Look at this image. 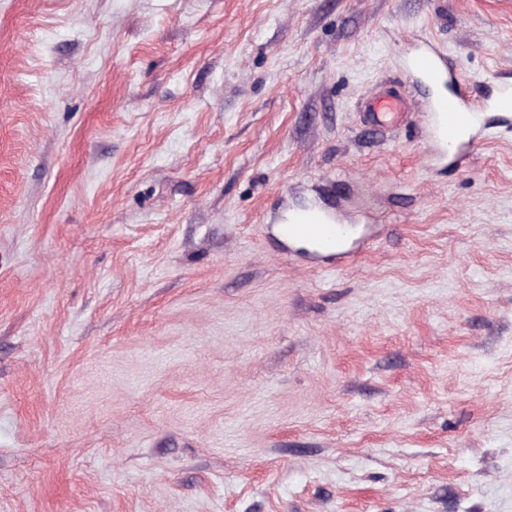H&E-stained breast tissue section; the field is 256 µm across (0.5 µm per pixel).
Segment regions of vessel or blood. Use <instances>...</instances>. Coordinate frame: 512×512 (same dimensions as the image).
<instances>
[{
    "label": "vessel or blood",
    "instance_id": "1",
    "mask_svg": "<svg viewBox=\"0 0 512 512\" xmlns=\"http://www.w3.org/2000/svg\"><path fill=\"white\" fill-rule=\"evenodd\" d=\"M408 67L425 85L437 90L435 96L429 97L425 114L436 154L469 153L483 133L484 117L512 122V83L499 81L488 94L473 96L449 67L446 55L431 46L418 48L410 56ZM407 110L405 93L395 88L380 91L363 105L368 123L378 131L400 124ZM279 232L288 241L309 242L321 251H338L346 247L358 230L340 216L303 211L280 225Z\"/></svg>",
    "mask_w": 512,
    "mask_h": 512
}]
</instances>
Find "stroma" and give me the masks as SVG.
<instances>
[{"label":"stroma","mask_w":512,"mask_h":512,"mask_svg":"<svg viewBox=\"0 0 512 512\" xmlns=\"http://www.w3.org/2000/svg\"><path fill=\"white\" fill-rule=\"evenodd\" d=\"M426 43L482 94L512 0H0V512H512V126L438 157ZM408 111V99L402 90L387 88L368 98L363 105L365 117L374 130L383 131L388 126L402 122ZM322 210V209H321ZM323 216L303 211L292 216L288 224H280L281 236L290 241L312 243L320 251H333L329 255H336L340 258H351L354 253L341 250L346 247L349 240L356 236L359 230L353 224H346L336 214L322 210Z\"/></svg>","instance_id":"obj_1"}]
</instances>
